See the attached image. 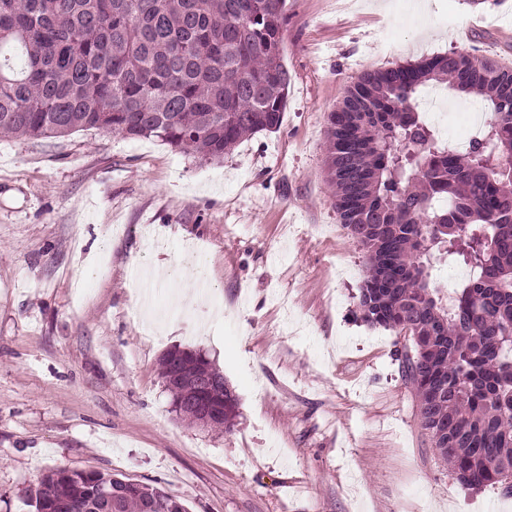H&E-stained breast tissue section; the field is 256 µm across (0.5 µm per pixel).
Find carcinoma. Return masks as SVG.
<instances>
[{
    "label": "carcinoma",
    "instance_id": "cac0c4a2",
    "mask_svg": "<svg viewBox=\"0 0 512 512\" xmlns=\"http://www.w3.org/2000/svg\"><path fill=\"white\" fill-rule=\"evenodd\" d=\"M286 0H0V135L32 140L95 130L155 138L221 163L244 139L279 129L290 78L281 44ZM439 55L363 72L327 115L326 171L340 224L364 252L361 320L403 337L397 350L424 429L463 485L512 497V67ZM434 83L482 97L490 115L460 154L418 109ZM445 197L448 205L435 202ZM473 276L444 298L433 259ZM219 379L175 392L178 418L229 432L237 398ZM187 512L164 489L98 470H47L35 512L68 498L94 512Z\"/></svg>",
    "mask_w": 512,
    "mask_h": 512
}]
</instances>
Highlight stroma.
<instances>
[{
  "instance_id": "stroma-1",
  "label": "stroma",
  "mask_w": 512,
  "mask_h": 512,
  "mask_svg": "<svg viewBox=\"0 0 512 512\" xmlns=\"http://www.w3.org/2000/svg\"><path fill=\"white\" fill-rule=\"evenodd\" d=\"M279 130L204 163L156 139H0V512L99 470L189 512H512L438 458L359 318L365 258L326 181V115L364 71L451 52L512 67V0H286ZM201 252L205 276L184 261ZM202 350L234 427L179 420L159 375Z\"/></svg>"
}]
</instances>
